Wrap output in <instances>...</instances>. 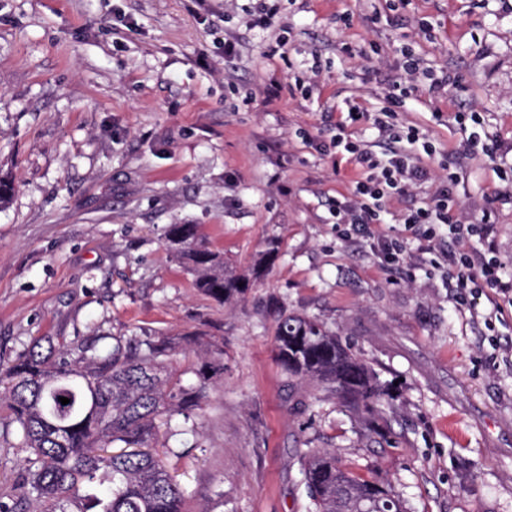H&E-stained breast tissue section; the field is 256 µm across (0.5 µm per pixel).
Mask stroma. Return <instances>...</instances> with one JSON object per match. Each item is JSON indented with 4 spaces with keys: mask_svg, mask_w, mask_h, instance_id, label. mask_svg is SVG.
I'll return each mask as SVG.
<instances>
[{
    "mask_svg": "<svg viewBox=\"0 0 512 512\" xmlns=\"http://www.w3.org/2000/svg\"><path fill=\"white\" fill-rule=\"evenodd\" d=\"M268 2L253 28L256 0H0V176L15 185L0 209V365L37 341L204 330L224 342V374L198 434L164 438L193 510L221 491L236 512H305L298 456L329 449L405 512H512V306L458 304L445 260L491 247L512 277V183L497 176L512 168V0ZM406 49L461 82L436 93L417 78L398 114L434 153L428 181L374 227L403 240L392 263L335 224L362 170L333 140L342 120L389 152L346 117L385 106ZM470 111L496 152L458 171L453 196L466 221L492 223L482 240L422 237L401 215L446 179ZM173 224L199 225L240 268L270 243L278 257L221 306L168 250ZM278 306L339 332L390 383L371 428L281 369ZM24 458L0 407V500L22 495Z\"/></svg>",
    "mask_w": 512,
    "mask_h": 512,
    "instance_id": "stroma-1",
    "label": "stroma"
}]
</instances>
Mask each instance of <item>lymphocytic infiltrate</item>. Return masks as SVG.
<instances>
[{
    "mask_svg": "<svg viewBox=\"0 0 512 512\" xmlns=\"http://www.w3.org/2000/svg\"><path fill=\"white\" fill-rule=\"evenodd\" d=\"M408 95L407 88L392 94L389 104L374 113L372 126L379 136L391 140L394 149L387 158H379L363 144L337 136V154L356 162L363 170L356 181L352 199L337 200L336 221L346 225L349 233L368 236L371 225L381 223L386 204L401 194L406 185L423 181L427 171L421 166L415 152L419 141L414 127L397 123V112ZM490 214H483L479 223H462L456 214L455 201L449 187H442L428 202L406 213L404 224L420 229L432 238L437 227H447L455 238L481 235L484 224L490 223ZM503 267L496 259L485 258L478 251L455 253L448 268V285L455 288L459 302H467L469 295L492 289L506 294L512 292V281H503Z\"/></svg>",
    "mask_w": 512,
    "mask_h": 512,
    "instance_id": "1",
    "label": "lymphocytic infiltrate"
}]
</instances>
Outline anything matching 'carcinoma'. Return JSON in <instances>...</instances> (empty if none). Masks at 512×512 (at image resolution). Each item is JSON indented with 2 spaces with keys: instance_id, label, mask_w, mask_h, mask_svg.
Wrapping results in <instances>:
<instances>
[{
  "instance_id": "cac0c4a2",
  "label": "carcinoma",
  "mask_w": 512,
  "mask_h": 512,
  "mask_svg": "<svg viewBox=\"0 0 512 512\" xmlns=\"http://www.w3.org/2000/svg\"><path fill=\"white\" fill-rule=\"evenodd\" d=\"M173 254L194 287L219 305L240 301L265 275L275 249L239 270L212 250L197 224H173ZM183 343L203 351L198 384L182 385L167 361ZM275 357L290 377L316 382L361 415L387 396L378 374L344 346L336 333L309 317L278 314ZM224 374V342L201 333L157 340L99 335L43 354L35 349L0 367V403L16 424L27 476L25 495L0 501V512H187L188 492L177 483L154 447L159 427L177 414L189 422L212 380ZM70 402L61 404L60 398ZM308 490L306 512H368L400 500L383 484L353 470L330 452L300 455ZM112 483L108 496L90 491L96 479Z\"/></svg>"
}]
</instances>
